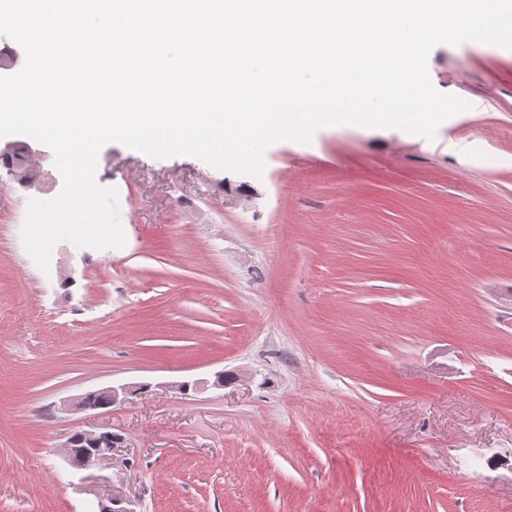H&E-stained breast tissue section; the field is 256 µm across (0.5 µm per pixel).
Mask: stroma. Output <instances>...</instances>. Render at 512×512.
Returning a JSON list of instances; mask_svg holds the SVG:
<instances>
[{
	"label": "stroma",
	"mask_w": 512,
	"mask_h": 512,
	"mask_svg": "<svg viewBox=\"0 0 512 512\" xmlns=\"http://www.w3.org/2000/svg\"><path fill=\"white\" fill-rule=\"evenodd\" d=\"M428 67L470 104L431 140L319 129L258 178L104 145L125 244L45 271L21 229L63 177L0 171V512H512V49ZM132 387L133 386H129V385L128 386L121 385L118 387L109 386V387H105L100 390H97L96 392L90 393V394H101V395L105 396L108 400V406H112V405L118 404L121 401H123L127 397V395L132 392V390H131ZM90 394H87V395L85 394L79 400H77V402L74 404L75 408L84 409V410H87L89 408H95L93 406H90L87 403V397ZM80 434L93 448H89L83 458L78 461L74 452V446L76 444L75 434L70 437L65 450L68 454L67 459L69 462L80 468H86L98 462L112 461L118 451V445L124 443V438L118 434L119 439L112 444V432L109 431Z\"/></svg>",
	"instance_id": "35a3bbf8"
}]
</instances>
